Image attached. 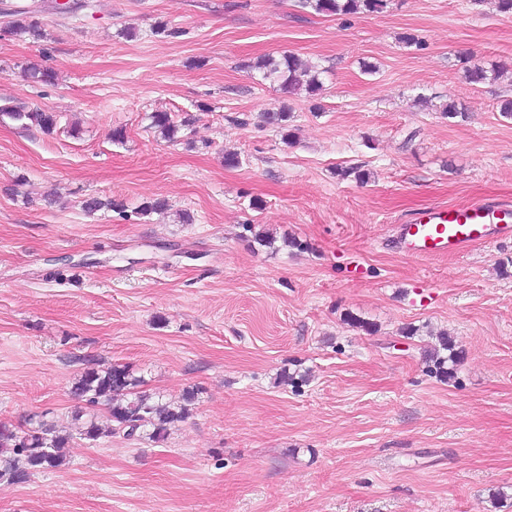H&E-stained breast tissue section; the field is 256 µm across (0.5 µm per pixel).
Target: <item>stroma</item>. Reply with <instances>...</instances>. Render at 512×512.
Returning a JSON list of instances; mask_svg holds the SVG:
<instances>
[{
    "instance_id": "35a3bbf8",
    "label": "stroma",
    "mask_w": 512,
    "mask_h": 512,
    "mask_svg": "<svg viewBox=\"0 0 512 512\" xmlns=\"http://www.w3.org/2000/svg\"><path fill=\"white\" fill-rule=\"evenodd\" d=\"M0 1L39 8L42 28L9 32L0 13V108L79 124L0 120V421L70 424L88 359L131 365L171 401L201 390L164 443L73 437L64 467L0 486V512H512V239L417 260L385 245L424 207L512 203V13ZM285 54L323 68L317 98L249 70ZM469 63L509 72L472 85ZM34 64L54 84L29 78ZM448 102L467 119L445 118ZM283 106L290 146L260 118ZM157 111L196 121L168 141ZM350 166L369 181L337 176ZM91 196L125 210L86 214ZM155 198L167 213L138 215ZM254 227L274 244H250ZM440 330L464 351L449 381L425 362ZM284 371L309 380L281 385ZM0 116H6L25 128L30 125L38 126L46 134H53L56 130H60V127L58 128L60 116L52 111L36 109L26 112L16 108H1Z\"/></svg>"
}]
</instances>
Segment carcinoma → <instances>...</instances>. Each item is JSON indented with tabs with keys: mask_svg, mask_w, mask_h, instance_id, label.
<instances>
[{
	"mask_svg": "<svg viewBox=\"0 0 512 512\" xmlns=\"http://www.w3.org/2000/svg\"><path fill=\"white\" fill-rule=\"evenodd\" d=\"M302 5L317 13L354 15L379 13L386 8L387 0H302ZM10 16L13 17L12 33H37L41 28L40 20L27 8H15ZM251 69L261 72L263 79L278 84L287 96L304 92L313 97L322 85L321 69L304 65L291 54H284L278 59L262 58L251 65ZM500 75L499 69L489 72L479 65L465 68V78L473 85L495 81ZM0 116L25 128L35 125L46 134L54 133L60 124V116L47 110L26 112L1 108ZM261 117L265 125L276 128L285 145L295 142L294 129L290 124L292 115L288 108L263 112ZM193 121V116L188 113L178 121L168 112L151 113L152 128L168 140L175 139L179 129ZM82 208L91 214L103 209L120 210L122 204L92 196L82 202ZM461 355L462 351L456 349L452 337L445 332L439 334L438 343L431 352L435 373L444 380L451 379ZM143 386L144 381L127 364L102 366L94 360L85 361V367L73 378L70 387V393L84 403L83 409L73 415V420H83L79 429L81 438L95 445L114 434L135 439L147 431L149 439L160 442L167 438L170 430L190 417L198 400L199 390L194 388L185 391L179 402L171 403L143 389ZM72 438L73 434L60 427L47 412L32 415L21 426L0 422V484L26 483L37 474L65 466L62 448Z\"/></svg>",
	"mask_w": 512,
	"mask_h": 512,
	"instance_id": "carcinoma-1",
	"label": "carcinoma"
}]
</instances>
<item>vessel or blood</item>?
<instances>
[{
	"mask_svg": "<svg viewBox=\"0 0 512 512\" xmlns=\"http://www.w3.org/2000/svg\"><path fill=\"white\" fill-rule=\"evenodd\" d=\"M494 238L512 239V205L482 201L429 207L394 225L390 242L418 259L461 254Z\"/></svg>",
	"mask_w": 512,
	"mask_h": 512,
	"instance_id": "obj_1",
	"label": "vessel or blood"
}]
</instances>
